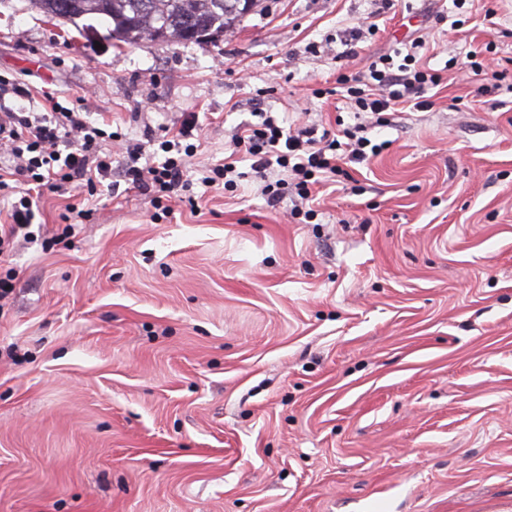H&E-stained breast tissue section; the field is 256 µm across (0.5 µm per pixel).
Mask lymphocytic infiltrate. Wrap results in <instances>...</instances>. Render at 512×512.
I'll return each mask as SVG.
<instances>
[{
	"label": "lymphocytic infiltrate",
	"instance_id": "f902f5d3",
	"mask_svg": "<svg viewBox=\"0 0 512 512\" xmlns=\"http://www.w3.org/2000/svg\"><path fill=\"white\" fill-rule=\"evenodd\" d=\"M437 74L394 64L391 55L371 59L364 73L339 74L335 94L353 103L356 111L372 115L376 124L390 123L392 116L407 107L429 108L424 99L427 85H439ZM38 97L41 111H24L13 106L12 98ZM368 127L359 123L343 131L342 139L317 133L315 128L290 134L277 119L263 115L261 123L249 125L236 138L237 147L252 158V168L263 180L262 192L269 206L278 205L287 195L308 199V181L319 178L335 180L343 175V162L363 163L380 155L384 144L367 137ZM104 135L93 126L84 113L60 106L54 92L43 90L32 94L30 88L0 78V153H7L0 164V191L9 183L25 185L26 190L12 203L8 213L10 234L26 230L35 219L33 198L45 192H57L71 184L87 191H96L98 184L112 175L152 193L154 201L171 200L186 191L184 178L186 156L192 146L179 140H164V162L156 166H140L141 145L125 147V160L113 168L111 151L102 148Z\"/></svg>",
	"mask_w": 512,
	"mask_h": 512
}]
</instances>
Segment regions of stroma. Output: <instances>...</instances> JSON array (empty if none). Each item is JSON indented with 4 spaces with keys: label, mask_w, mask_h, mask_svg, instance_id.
Segmentation results:
<instances>
[{
    "label": "stroma",
    "mask_w": 512,
    "mask_h": 512,
    "mask_svg": "<svg viewBox=\"0 0 512 512\" xmlns=\"http://www.w3.org/2000/svg\"><path fill=\"white\" fill-rule=\"evenodd\" d=\"M390 2L261 0L214 44L118 47L0 0V78L141 165L185 122L197 147L194 204L48 192L0 256V512H512V0ZM419 36L433 108L369 129L389 149L312 186L313 217L269 207L245 158L234 190L205 183L255 106L356 125L338 72ZM472 50L504 89L461 80Z\"/></svg>",
    "instance_id": "1"
}]
</instances>
